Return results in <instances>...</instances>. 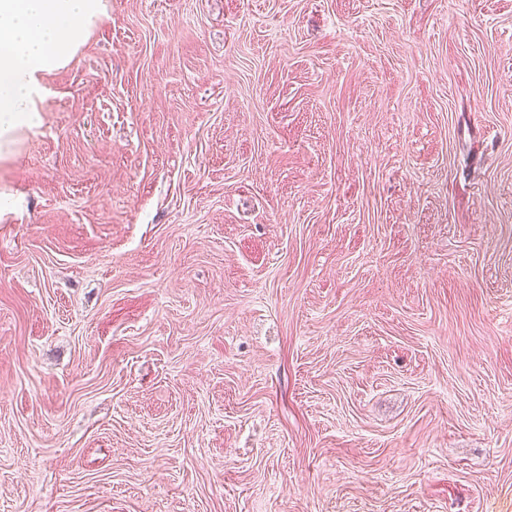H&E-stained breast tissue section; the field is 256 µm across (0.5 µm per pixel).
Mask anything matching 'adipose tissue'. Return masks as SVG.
Masks as SVG:
<instances>
[{"mask_svg":"<svg viewBox=\"0 0 512 512\" xmlns=\"http://www.w3.org/2000/svg\"><path fill=\"white\" fill-rule=\"evenodd\" d=\"M101 0H0V149L40 123L38 74L69 64Z\"/></svg>","mask_w":512,"mask_h":512,"instance_id":"obj_1","label":"adipose tissue"}]
</instances>
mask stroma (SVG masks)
<instances>
[{"instance_id":"35a3bbf8","label":"stroma","mask_w":512,"mask_h":512,"mask_svg":"<svg viewBox=\"0 0 512 512\" xmlns=\"http://www.w3.org/2000/svg\"><path fill=\"white\" fill-rule=\"evenodd\" d=\"M0 159V512H512V0H103Z\"/></svg>"}]
</instances>
